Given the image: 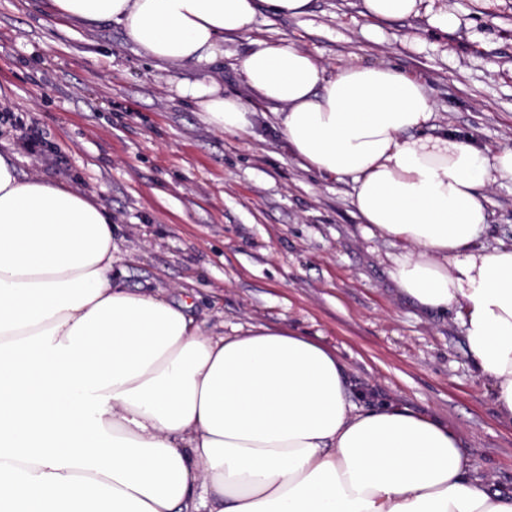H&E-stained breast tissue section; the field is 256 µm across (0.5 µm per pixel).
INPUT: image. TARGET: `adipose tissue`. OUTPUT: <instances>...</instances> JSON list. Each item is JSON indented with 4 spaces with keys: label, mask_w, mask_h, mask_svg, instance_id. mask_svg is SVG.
I'll return each instance as SVG.
<instances>
[{
    "label": "adipose tissue",
    "mask_w": 512,
    "mask_h": 512,
    "mask_svg": "<svg viewBox=\"0 0 512 512\" xmlns=\"http://www.w3.org/2000/svg\"><path fill=\"white\" fill-rule=\"evenodd\" d=\"M116 23L175 66L224 54L259 8L311 0H49ZM306 168L352 182L368 235L399 242L398 291L455 312L477 373L512 422V243L485 244L484 192L512 182V146L427 128L435 103L390 65L326 74L287 41L241 61ZM182 96L229 134L254 114L218 82ZM112 216L0 155V512H512L464 460L461 436L392 403L349 399L336 355L284 327L217 335L115 269Z\"/></svg>",
    "instance_id": "obj_1"
}]
</instances>
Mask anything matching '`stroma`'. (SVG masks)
<instances>
[{"mask_svg":"<svg viewBox=\"0 0 512 512\" xmlns=\"http://www.w3.org/2000/svg\"><path fill=\"white\" fill-rule=\"evenodd\" d=\"M461 20L444 35L426 16L372 26L363 0H313L290 18L259 11L211 65L145 58L119 25L81 28L42 0H0V153L112 215L116 264L130 288L171 301L215 333L285 327L318 342L353 390L437 417L493 489L512 491V424L498 415L455 315H427L389 270L398 245L369 236L349 180L305 169L274 107L244 84L240 61L288 40L326 68L391 65L436 103L428 129L489 149L512 146V0H443ZM217 80L251 102V134L209 126L181 82ZM39 144L27 150L30 132ZM485 243L512 241V183L487 195Z\"/></svg>","mask_w":512,"mask_h":512,"instance_id":"obj_1","label":"stroma"}]
</instances>
